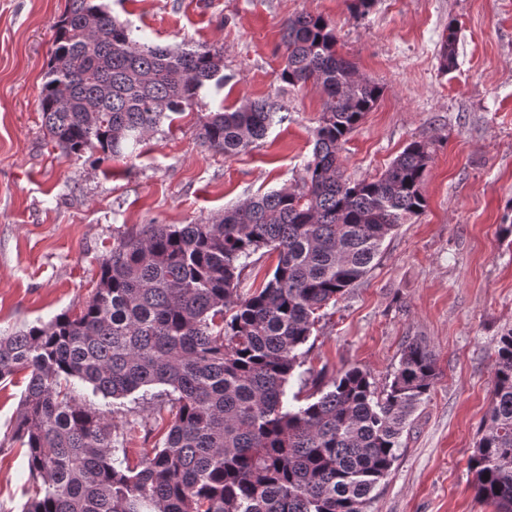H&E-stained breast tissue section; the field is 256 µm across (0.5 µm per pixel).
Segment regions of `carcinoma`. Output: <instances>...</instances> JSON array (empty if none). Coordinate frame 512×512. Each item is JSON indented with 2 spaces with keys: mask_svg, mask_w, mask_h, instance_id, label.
I'll list each match as a JSON object with an SVG mask.
<instances>
[{
  "mask_svg": "<svg viewBox=\"0 0 512 512\" xmlns=\"http://www.w3.org/2000/svg\"><path fill=\"white\" fill-rule=\"evenodd\" d=\"M54 28L40 112L68 156L134 151L224 85L223 50L142 43L102 0H66ZM283 29L282 81L325 95L303 186L250 197L207 224L118 237L79 314L0 336V381L29 375L14 435L41 487L22 512H363L397 460L438 376L427 345H405L381 390L359 366L304 397L287 386L303 376L321 311L424 212L430 146L413 140L379 176L345 178L341 143L383 86L338 54L325 19L302 13ZM457 43L450 20L441 70L455 69ZM285 119L269 99L248 100L204 114L199 137L232 157ZM262 250L276 254L274 269L245 290ZM128 398L172 414L162 444L134 467L116 448ZM470 468L478 495L512 512V329L497 342Z\"/></svg>",
  "mask_w": 512,
  "mask_h": 512,
  "instance_id": "carcinoma-1",
  "label": "carcinoma"
}]
</instances>
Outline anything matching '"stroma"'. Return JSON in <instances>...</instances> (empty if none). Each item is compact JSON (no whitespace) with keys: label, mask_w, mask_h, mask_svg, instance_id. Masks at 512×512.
Instances as JSON below:
<instances>
[{"label":"stroma","mask_w":512,"mask_h":512,"mask_svg":"<svg viewBox=\"0 0 512 512\" xmlns=\"http://www.w3.org/2000/svg\"><path fill=\"white\" fill-rule=\"evenodd\" d=\"M138 40L224 51V87L106 163L65 155L42 126L39 93L53 25L66 0H0V332L79 314L118 236L146 224H199L271 190L300 186L322 110L318 86L291 88L283 23L309 13L335 27L336 49L384 87L343 144L346 178L383 172L414 140L429 142L427 206L388 235L373 269L327 307L304 363L328 383L352 365L384 386L406 343L425 342L438 378L404 431L390 474L365 512H496L480 499L469 458L489 408L494 350L512 329V0H104ZM459 27L458 65L444 73L439 43ZM269 97L288 110L265 139L227 157L198 137L202 115ZM26 372L0 382V512L36 492L13 435ZM128 419L123 446L138 464L161 441L168 411Z\"/></svg>","instance_id":"1"}]
</instances>
